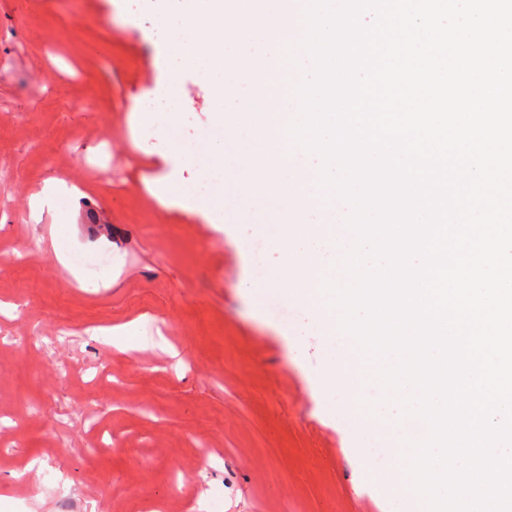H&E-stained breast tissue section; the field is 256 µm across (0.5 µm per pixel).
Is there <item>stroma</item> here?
Segmentation results:
<instances>
[{
	"label": "stroma",
	"instance_id": "obj_1",
	"mask_svg": "<svg viewBox=\"0 0 512 512\" xmlns=\"http://www.w3.org/2000/svg\"><path fill=\"white\" fill-rule=\"evenodd\" d=\"M157 0H0V495L5 512H387L338 408L321 342L269 309L262 216L211 161V88L183 66L169 135L131 119L170 52ZM81 188L76 224L33 218L49 178ZM175 178L159 203L147 183ZM226 206V220L210 211ZM39 245L26 253L28 243ZM66 261H59L56 250ZM108 253L88 276L75 256ZM141 320L140 349L112 327ZM39 471H27L31 461Z\"/></svg>",
	"mask_w": 512,
	"mask_h": 512
}]
</instances>
